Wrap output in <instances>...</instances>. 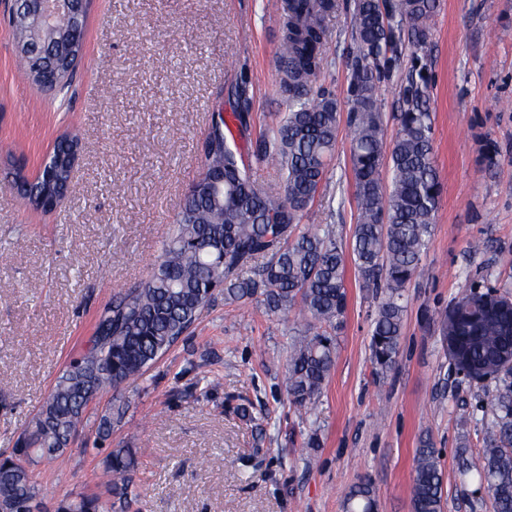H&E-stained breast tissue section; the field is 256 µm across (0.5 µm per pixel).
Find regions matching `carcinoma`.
Wrapping results in <instances>:
<instances>
[{"mask_svg": "<svg viewBox=\"0 0 512 512\" xmlns=\"http://www.w3.org/2000/svg\"><path fill=\"white\" fill-rule=\"evenodd\" d=\"M333 0H284L278 49L280 90L289 112L271 140L254 151L256 162L277 166L274 186L257 182L236 143L223 134L208 136L203 166L224 169V188L184 197L176 224L149 277L115 294L99 315L92 346L72 360L46 401L0 456V505L12 512H35L39 488L33 466L61 456L96 397L136 384L151 366L208 311L217 295L236 302L264 296L272 313L296 309L304 324L288 344L286 399L298 414H310L336 363V333L347 309V262L359 280L375 292L370 350L375 369L395 368L403 330L404 291L421 267L442 193L433 161L434 119L421 73L411 74L400 91L402 109L393 115L397 131L385 137L381 82L398 47L406 40L414 51L429 45L439 0H356L351 19L354 52L349 63L347 124L350 168L358 217L351 251L336 239L332 224H303L319 194L332 159L340 122L338 104L324 93L310 96L321 72L323 19ZM56 30H46L27 52L52 54L62 63L61 86L76 67L77 53ZM391 174L385 184L383 169ZM45 179L24 188L33 199L48 183L70 180L67 157L57 153L44 168ZM448 363L455 374L468 372L475 384L494 381L496 392L479 408L490 412L480 463L459 462L486 487L493 512H512V364L499 358L512 336V272L481 289L473 284L448 305L439 320ZM117 405L100 418L98 437H109ZM138 469L131 448H113L105 457L108 491L125 507ZM413 512H442L443 470L439 452L425 442L416 450ZM96 496L57 501L55 512H101ZM346 512H377L371 481L354 485Z\"/></svg>", "mask_w": 512, "mask_h": 512, "instance_id": "1", "label": "carcinoma"}]
</instances>
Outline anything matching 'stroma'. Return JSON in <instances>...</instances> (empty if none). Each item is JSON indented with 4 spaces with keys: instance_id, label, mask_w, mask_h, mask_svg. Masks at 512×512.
I'll return each instance as SVG.
<instances>
[{
    "instance_id": "stroma-1",
    "label": "stroma",
    "mask_w": 512,
    "mask_h": 512,
    "mask_svg": "<svg viewBox=\"0 0 512 512\" xmlns=\"http://www.w3.org/2000/svg\"><path fill=\"white\" fill-rule=\"evenodd\" d=\"M324 21L325 65L312 93L345 105L356 0ZM0 0V452L91 344L113 295L148 278L185 193L202 174L214 113L235 112L246 83L250 139L273 138L289 103L279 90L281 0H91L84 51L68 90L26 77ZM422 68L443 184L422 270L407 288L395 368L375 375L369 343L376 300L346 271L348 307L336 366L313 414L284 397L293 313L216 299L136 386L104 394L64 455L39 464L43 512L62 496L105 494L109 449H135L137 496L127 512H344L371 481L378 512H413L414 456L438 449L443 512H492L458 449L478 461L486 426L481 386L449 373L438 320L475 279L512 266V0H440L431 44L403 52L382 87L394 135L399 90ZM78 140L68 195L51 212L25 205L54 143ZM347 126L305 221L332 224L349 244L357 219ZM481 241L480 253L470 246ZM128 402L105 441L96 426ZM263 414V432L236 407ZM321 445L307 447L309 434Z\"/></svg>"
}]
</instances>
